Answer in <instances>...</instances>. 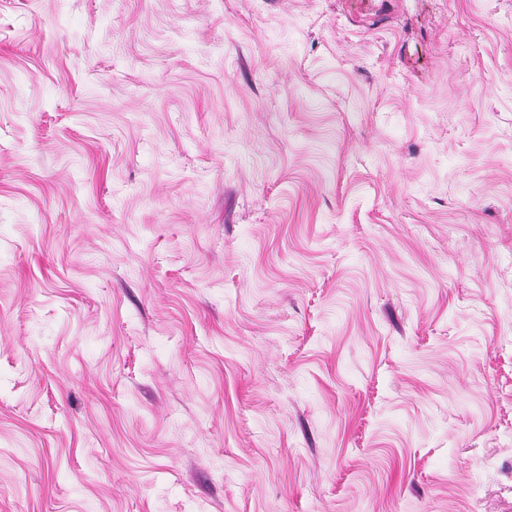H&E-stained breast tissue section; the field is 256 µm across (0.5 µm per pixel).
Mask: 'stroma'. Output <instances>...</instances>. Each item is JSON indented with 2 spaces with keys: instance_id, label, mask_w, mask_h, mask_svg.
Returning <instances> with one entry per match:
<instances>
[{
  "instance_id": "obj_1",
  "label": "stroma",
  "mask_w": 512,
  "mask_h": 512,
  "mask_svg": "<svg viewBox=\"0 0 512 512\" xmlns=\"http://www.w3.org/2000/svg\"><path fill=\"white\" fill-rule=\"evenodd\" d=\"M0 512H512V0H0Z\"/></svg>"
}]
</instances>
